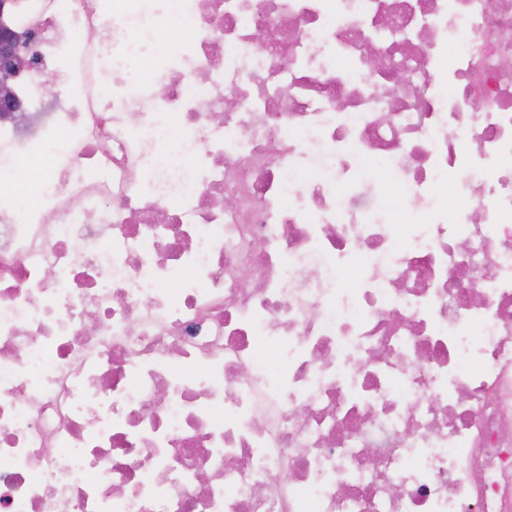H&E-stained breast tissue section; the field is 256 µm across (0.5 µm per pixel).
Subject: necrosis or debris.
Listing matches in <instances>:
<instances>
[{"label":"necrosis or debris","instance_id":"1","mask_svg":"<svg viewBox=\"0 0 512 512\" xmlns=\"http://www.w3.org/2000/svg\"><path fill=\"white\" fill-rule=\"evenodd\" d=\"M14 25L0 512H512V0Z\"/></svg>","mask_w":512,"mask_h":512}]
</instances>
